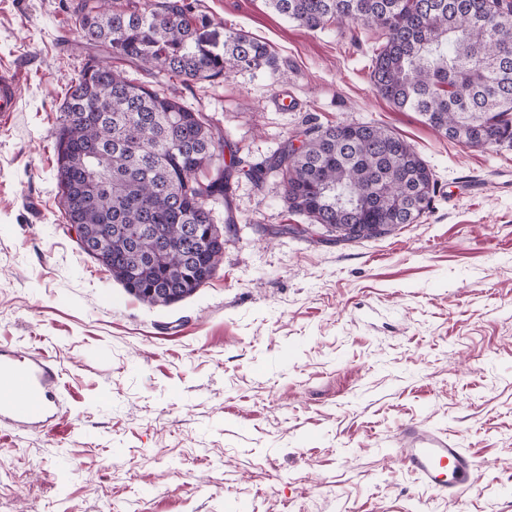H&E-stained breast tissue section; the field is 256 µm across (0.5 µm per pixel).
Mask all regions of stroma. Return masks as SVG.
Wrapping results in <instances>:
<instances>
[{
  "label": "stroma",
  "instance_id": "stroma-1",
  "mask_svg": "<svg viewBox=\"0 0 512 512\" xmlns=\"http://www.w3.org/2000/svg\"><path fill=\"white\" fill-rule=\"evenodd\" d=\"M69 3L0 0V69L20 77L0 126V348L47 356L62 389L48 426L0 424V512H512V147L440 137L377 95L380 31L199 0L204 43L232 27L276 53L278 76L176 87L243 158L308 123L374 121L414 146L438 192L420 223L336 245L271 236L300 216L278 181L240 180L214 277L151 307L62 215L53 132L86 58ZM410 425L473 457L469 489L441 497L403 467Z\"/></svg>",
  "mask_w": 512,
  "mask_h": 512
}]
</instances>
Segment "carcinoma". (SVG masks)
Wrapping results in <instances>:
<instances>
[{"label":"carcinoma","instance_id":"1","mask_svg":"<svg viewBox=\"0 0 512 512\" xmlns=\"http://www.w3.org/2000/svg\"><path fill=\"white\" fill-rule=\"evenodd\" d=\"M309 30L361 25L384 31L371 80L398 110L471 147H512V0H266ZM72 33L94 49L68 79L54 132L59 203L83 225L84 251L128 294L152 307L193 296L215 274L224 238L216 209L230 206L240 176L281 179L288 210L304 224L275 234L327 241L384 237L417 224L437 182L404 138L376 122L316 124L265 164L243 167L240 147L216 120L158 80L214 81L236 70L276 69L271 45L228 29L223 49L203 44L204 15L189 0H75ZM155 78L137 81L114 65ZM230 151L229 163L211 151ZM211 232L206 249L185 228Z\"/></svg>","mask_w":512,"mask_h":512}]
</instances>
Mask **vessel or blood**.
I'll return each instance as SVG.
<instances>
[{
    "label": "vessel or blood",
    "mask_w": 512,
    "mask_h": 512,
    "mask_svg": "<svg viewBox=\"0 0 512 512\" xmlns=\"http://www.w3.org/2000/svg\"><path fill=\"white\" fill-rule=\"evenodd\" d=\"M18 78L0 72V121L19 108ZM53 370L42 358L26 364L0 349V421L23 428L41 426L57 404ZM399 457L404 467L428 488L447 497L473 481L475 462L447 436L418 426L407 427Z\"/></svg>",
    "instance_id": "vessel-or-blood-1"
}]
</instances>
